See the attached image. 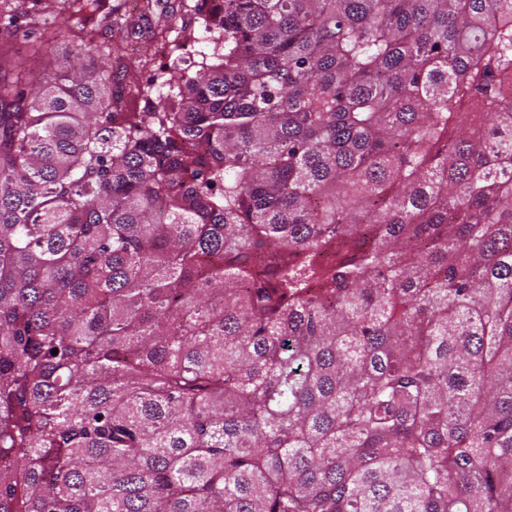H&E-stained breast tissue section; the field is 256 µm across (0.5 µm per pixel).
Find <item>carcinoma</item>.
I'll return each instance as SVG.
<instances>
[{
  "mask_svg": "<svg viewBox=\"0 0 512 512\" xmlns=\"http://www.w3.org/2000/svg\"><path fill=\"white\" fill-rule=\"evenodd\" d=\"M65 2L0 79V512H512V0H195L141 112ZM50 3V0H41V5L36 7L38 16L35 18L37 19L39 26H43L44 23H46V26L52 29H57L60 32L59 37L55 42L50 44L51 47L54 46L51 52L48 50L47 54L38 58L36 62L34 60L30 61L29 68L31 82L29 83L28 87L36 85L51 72V68H53L55 65L52 54L59 57L64 55L66 44L60 42L66 41L69 43V41L73 38V24L76 22V19L70 18L67 12L59 13L57 10L55 11L52 8H43L44 5Z\"/></svg>",
  "mask_w": 512,
  "mask_h": 512,
  "instance_id": "cac0c4a2",
  "label": "carcinoma"
}]
</instances>
